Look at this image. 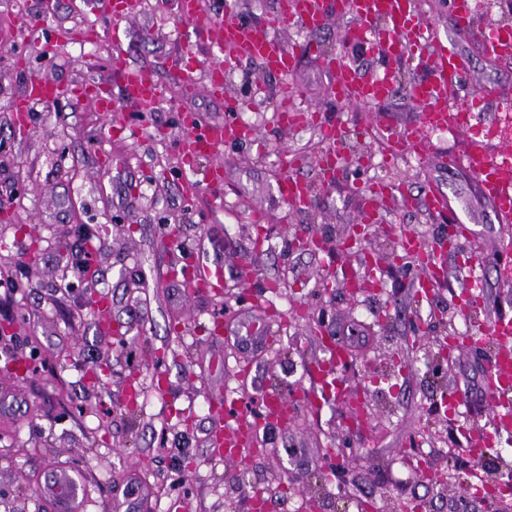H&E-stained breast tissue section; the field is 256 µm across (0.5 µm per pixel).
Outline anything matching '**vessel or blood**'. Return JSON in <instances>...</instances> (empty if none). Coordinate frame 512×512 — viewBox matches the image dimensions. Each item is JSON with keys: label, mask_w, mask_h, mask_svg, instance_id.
Segmentation results:
<instances>
[{"label": "vessel or blood", "mask_w": 512, "mask_h": 512, "mask_svg": "<svg viewBox=\"0 0 512 512\" xmlns=\"http://www.w3.org/2000/svg\"><path fill=\"white\" fill-rule=\"evenodd\" d=\"M349 16L350 22L344 33L346 43L353 44L378 55L382 62L380 72L364 75L342 56L323 58L324 68L333 73L331 93L338 100L365 105L385 100L393 89L394 62H402L419 70L420 76L412 83L410 92L422 110L415 132L385 131L383 138L393 156L402 153H419L430 147L429 131L448 127L453 115L448 110V93L461 96V108L470 115L468 122L459 126L469 134L472 122L485 112L488 100L480 92L465 89L463 80L469 71L467 59L452 45L434 41L429 28L423 25L416 13V0H281V7L271 24H244L229 15L208 16L201 0H181V16L187 26L192 27L199 39L211 44L214 49L210 66L211 79L206 87L208 93L223 97L227 111L241 109L239 100L227 94L224 88V72L245 61L259 62L266 70L288 76L302 56L310 52L311 44L297 42L285 45L274 38L273 30L288 31L295 27L319 30L336 17ZM231 48L230 58H223L224 48ZM488 52L501 56L512 51V28L498 27L492 30L486 41ZM112 66L119 72L121 91L126 102L140 106H151L159 102L163 91L152 72L145 68L130 66L122 48H114ZM58 95L57 87L38 79L30 80L23 99L17 104L20 114L29 111V99L48 103ZM327 144V161L320 168L329 172L339 167L340 154L336 149L341 138V128L333 122L319 126ZM255 132L242 122L231 120L223 126L206 130L188 131L183 143L186 155L197 158L213 154L224 144L250 141ZM512 161V151L503 150L489 155L483 142L472 139L462 155V162L470 168L483 191L497 204L501 218L512 217V170L506 162ZM282 196L305 207L311 201L308 184L294 175H287L279 186ZM387 186L373 184L363 193L359 223L375 224L379 221L378 201L386 195ZM402 241L407 251L418 259L420 275L418 285L425 293H432L438 281L431 261L432 250L426 248L411 233L403 234ZM486 334L492 341L493 351L489 369L495 384L488 399L492 412L490 417L493 432L500 437L512 435V318L494 320ZM344 359L331 345L324 346L323 355L311 366L313 398L331 393L346 394L348 384L343 377ZM252 434L251 420H235L227 423L223 412L212 416L209 439L213 453L227 459L236 458L241 446ZM45 499L54 501L66 512H80L78 488L71 476L48 486Z\"/></svg>", "instance_id": "vessel-or-blood-1"}]
</instances>
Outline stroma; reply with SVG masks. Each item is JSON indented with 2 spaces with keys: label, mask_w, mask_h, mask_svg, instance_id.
Masks as SVG:
<instances>
[{
  "label": "stroma",
  "mask_w": 512,
  "mask_h": 512,
  "mask_svg": "<svg viewBox=\"0 0 512 512\" xmlns=\"http://www.w3.org/2000/svg\"><path fill=\"white\" fill-rule=\"evenodd\" d=\"M279 0H203L209 15L231 7L234 18L268 22ZM477 23L463 31L451 0H419V19L435 39L452 43L471 66L467 83L488 99L512 94V59L489 58L483 37L512 26V0H475ZM47 14L44 54L28 38L23 18ZM96 26L95 44L78 47L74 34ZM344 22L320 31L281 33L286 43L310 41L287 82L299 109H321L343 125L346 157L333 184H323L317 159L323 143L315 119L297 129L281 125L273 109L283 82L255 62L226 78L244 102L241 120L257 129L254 141L227 144L194 163L182 161L186 129L182 115L199 126L224 123L221 100L208 96L212 61L199 44L189 92L173 60L194 40L176 0H136L130 20L92 11L89 0H0V276L20 282L0 288V324L14 336L0 338V512H52L41 491L59 471L82 477V512H239L262 491L266 512H288L287 502L313 501L312 512H401L417 501L424 512H489L465 498L464 479L486 476L492 466L477 449L478 428L489 419L486 360L465 351L448 366H429L437 338L454 332L479 335L497 317L512 318V289L496 264L512 261V227L462 167L448 156L463 153L465 134L431 135V150L405 154L380 167L374 149L385 126L416 127L420 108L410 93L411 72L394 74L384 101L352 106L326 96L329 75L322 56L342 54L360 72L378 66L361 48L343 41ZM131 66L151 69L164 102L143 108L123 99L112 68L115 43ZM28 66L16 69L14 55ZM39 76L59 85L52 106L33 104L28 130L15 123V101ZM96 83L112 93V113L71 95L74 85ZM302 158L298 176L313 190L309 207L296 209L278 191L283 156ZM223 166L222 181L209 178ZM197 184L186 197L183 183ZM383 181L386 221L373 225L352 255L299 250L294 238L314 233L336 242L352 235L362 192ZM448 198V215L430 213L424 192ZM412 206H403V198ZM264 223H253L255 214ZM465 231L454 248L437 252L441 281L430 297L418 295L414 264L399 262L400 235L416 234L432 247L446 219ZM197 267L221 270V293L187 292L182 255ZM251 278H243L241 265ZM477 270V306L461 315L466 274ZM365 276L380 292L354 293L351 281ZM107 302L112 322L97 326L93 300ZM323 309L321 332L306 311ZM249 321L271 328V343L243 351ZM353 347L347 382L368 402L354 414L346 397L318 405L304 402L309 366L320 358V336ZM30 364L16 382L7 363ZM107 365L104 385L87 372ZM251 365L248 378L237 370ZM165 390L155 395L156 374ZM293 403L288 427L259 430V452L246 461L227 460L208 446L213 403L227 400L238 411L256 407L265 389ZM458 389L466 403L442 413L441 395Z\"/></svg>",
  "instance_id": "35a3bbf8"
}]
</instances>
